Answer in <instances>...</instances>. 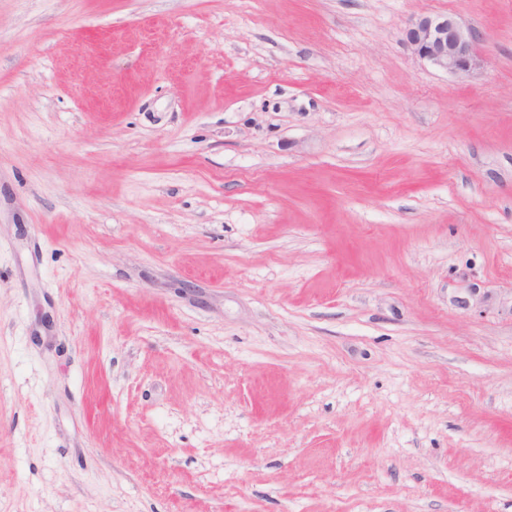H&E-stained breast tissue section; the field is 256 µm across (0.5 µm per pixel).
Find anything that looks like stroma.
<instances>
[{"label": "stroma", "mask_w": 512, "mask_h": 512, "mask_svg": "<svg viewBox=\"0 0 512 512\" xmlns=\"http://www.w3.org/2000/svg\"><path fill=\"white\" fill-rule=\"evenodd\" d=\"M0 512H512V0H0ZM406 40L415 54L448 74L467 76L477 64L475 32L452 17H418L407 29Z\"/></svg>", "instance_id": "1"}]
</instances>
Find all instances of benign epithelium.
I'll return each mask as SVG.
<instances>
[{
    "label": "benign epithelium",
    "instance_id": "benign-epithelium-1",
    "mask_svg": "<svg viewBox=\"0 0 512 512\" xmlns=\"http://www.w3.org/2000/svg\"><path fill=\"white\" fill-rule=\"evenodd\" d=\"M406 40L415 54L448 74L467 76L477 64L475 32L452 17H418L407 29Z\"/></svg>",
    "mask_w": 512,
    "mask_h": 512
}]
</instances>
